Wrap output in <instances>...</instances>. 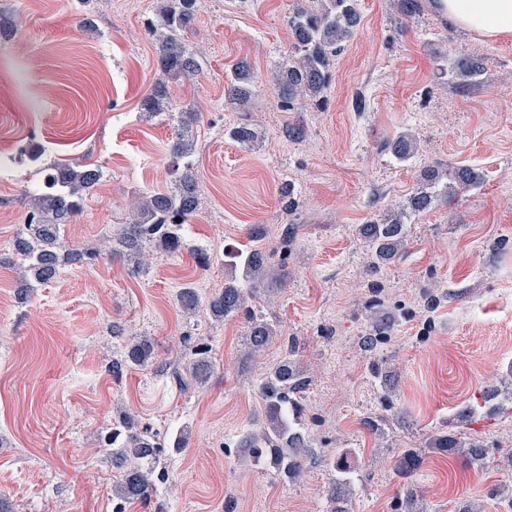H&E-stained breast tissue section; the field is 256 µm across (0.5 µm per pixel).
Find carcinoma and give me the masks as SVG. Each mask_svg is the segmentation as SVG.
<instances>
[{"instance_id": "cac0c4a2", "label": "carcinoma", "mask_w": 512, "mask_h": 512, "mask_svg": "<svg viewBox=\"0 0 512 512\" xmlns=\"http://www.w3.org/2000/svg\"><path fill=\"white\" fill-rule=\"evenodd\" d=\"M195 0H162L159 24L154 32L156 63L161 77L191 81L199 64L196 55L181 40L182 32L195 21ZM358 0H316L314 6H299L288 16L292 51L285 55L270 73V82L279 92L281 106L289 108L295 100L322 96L331 81L333 58L360 26ZM448 80L465 90L481 80L485 73L480 59L461 54L442 66ZM254 75L250 67L236 68L228 86L229 100L246 107ZM143 110L152 115L168 114L176 120L171 154L183 162L176 173L171 189L150 193L132 204L131 222L120 225L112 236V253L119 254L138 272L146 265L142 245L156 241L169 253L184 247L183 225L192 222L201 209L197 174L192 156L195 151L193 127L199 120L196 112L172 113L171 98L160 82L154 92L142 102ZM230 139L244 149L259 142L257 129L249 124L235 126ZM393 157L401 162L413 158L417 141L403 133L388 144ZM102 171L98 167L53 162L44 167L42 184L30 195V204L22 231L14 240V249L23 259L18 266L21 285L18 303L25 304L36 285L56 279L69 266L90 263L97 258L94 252L69 244L61 230L82 212L88 195L99 183ZM481 175L473 168L456 166L450 170L437 165L424 170L422 181L395 209L359 225L358 234L368 244L375 262L392 260L404 246L406 225L414 217L430 210L440 201L460 192L477 188ZM236 268L241 281L231 280L212 294L206 308L216 320L243 315L248 321L245 345L250 354L264 351L279 336L278 325L254 311L253 303L265 292L269 275L266 251L251 246L238 255ZM178 300L183 309L193 312L199 307L195 289L184 287ZM389 326L384 319L372 321L366 337L370 345L388 339ZM155 354L154 341L146 336L130 341L123 359L112 363V372L122 373L127 367H146ZM288 352L281 361L265 371L259 385L264 426L258 434L245 440L248 457L257 465L270 467L287 482H295L307 469L309 440L305 408L297 394L308 384L304 368ZM209 361L196 352L187 360L183 373L178 375L181 386L206 379ZM112 466L120 469L114 496L128 502L148 499L154 492V475L160 464L161 444L135 416L125 414L112 428ZM431 449L461 458L472 465H483L489 456L500 452L484 442L463 436L454 430H443L429 436L423 448H406L393 459V471L402 479L413 475L420 467L425 450ZM349 450L334 448L320 460L333 476L330 501L331 512H348V497L354 486L353 470L348 462ZM419 497L409 484H403V494L397 496L395 512H424L418 507Z\"/></svg>"}]
</instances>
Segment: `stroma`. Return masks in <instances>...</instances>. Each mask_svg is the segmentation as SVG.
<instances>
[{
  "label": "stroma",
  "mask_w": 512,
  "mask_h": 512,
  "mask_svg": "<svg viewBox=\"0 0 512 512\" xmlns=\"http://www.w3.org/2000/svg\"><path fill=\"white\" fill-rule=\"evenodd\" d=\"M305 0H196L182 35L201 65L193 81L168 80L175 108L200 113L195 167L202 209L177 253L155 243L145 270L102 253L138 195L173 180L174 121L141 102L158 79L147 31L156 0H0L14 30L0 35V253H12L39 169L94 163L102 178L65 240L97 252L16 300L17 273L0 267V496L13 512H115L112 456L100 434L121 412L157 432L166 448L156 491L125 512H330L332 474L313 443L307 472L285 483L254 465L243 438L263 426L262 373L287 353L307 369L303 404L335 448L351 449L362 478L353 512H391L401 480L390 466L465 405L466 436L512 448V419L481 405L512 368V37L484 41L425 7L405 20L392 0H359L360 27L332 67L322 98L280 106L268 74L292 48L288 15ZM465 53L486 73L468 91L442 78L438 59ZM256 76L246 108L225 89L233 67ZM262 133L246 150L229 128ZM302 128L294 137L293 128ZM415 135L419 151L398 165L387 144ZM466 165L482 186L417 216L394 259L373 263L358 225L403 202L423 170ZM293 227L287 263L258 308L279 326L258 356L244 349V317L184 311L177 295L221 290L249 243L273 249ZM212 262L200 269L194 249ZM391 339L368 345L370 318ZM151 337L148 367L112 373L133 338ZM204 346L205 382L179 390L173 373ZM385 369L380 385L374 367ZM400 420L376 429L382 394ZM183 447H173L176 437ZM425 512L475 502L503 512L491 485H510L497 463L476 467L428 453L410 479Z\"/></svg>",
  "instance_id": "1"
}]
</instances>
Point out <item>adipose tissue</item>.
<instances>
[{
	"label": "adipose tissue",
	"mask_w": 512,
	"mask_h": 512,
	"mask_svg": "<svg viewBox=\"0 0 512 512\" xmlns=\"http://www.w3.org/2000/svg\"><path fill=\"white\" fill-rule=\"evenodd\" d=\"M448 21L468 33L495 39L512 34V0H441Z\"/></svg>",
	"instance_id": "adipose-tissue-1"
}]
</instances>
